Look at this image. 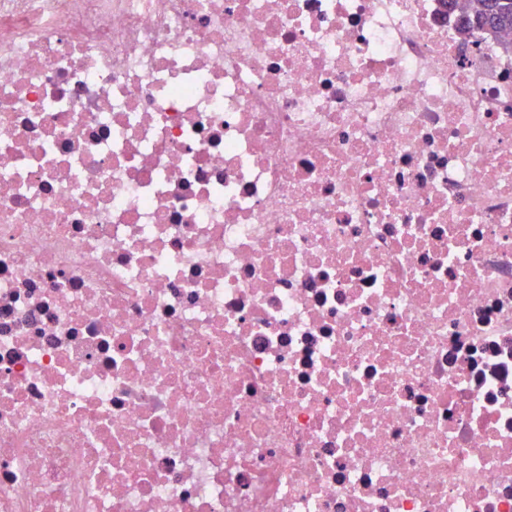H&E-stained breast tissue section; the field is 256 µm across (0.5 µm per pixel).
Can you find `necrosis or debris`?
<instances>
[{
	"instance_id": "obj_1",
	"label": "necrosis or debris",
	"mask_w": 512,
	"mask_h": 512,
	"mask_svg": "<svg viewBox=\"0 0 512 512\" xmlns=\"http://www.w3.org/2000/svg\"><path fill=\"white\" fill-rule=\"evenodd\" d=\"M503 44L0 0V512H512Z\"/></svg>"
}]
</instances>
